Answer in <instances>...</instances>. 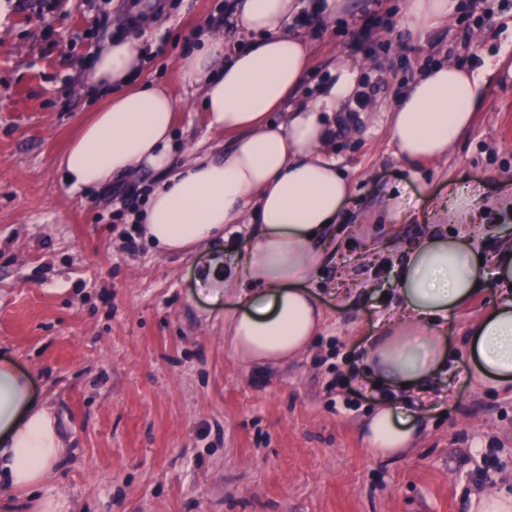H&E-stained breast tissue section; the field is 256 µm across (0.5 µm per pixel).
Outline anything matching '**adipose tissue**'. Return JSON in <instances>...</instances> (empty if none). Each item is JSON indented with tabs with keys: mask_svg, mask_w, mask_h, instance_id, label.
<instances>
[{
	"mask_svg": "<svg viewBox=\"0 0 512 512\" xmlns=\"http://www.w3.org/2000/svg\"><path fill=\"white\" fill-rule=\"evenodd\" d=\"M299 9L298 0H238L237 28L251 35V45L228 58L223 37L207 33L181 59V80L199 93L209 128L235 136L226 154L175 166L174 119L182 102L161 87L134 84L146 48L131 35L95 51L86 84L107 103L81 125L59 163L63 182L80 190L144 168L157 173L141 221L147 239L169 253L231 241L236 221L255 213L238 266L212 261L200 284L217 300L239 296L228 321L231 346L260 367L300 356L316 336L322 310L300 283L325 259L322 237L352 195L336 161L318 149L331 135L326 113L356 89V69L338 65L327 97L294 108L285 122L268 119L299 89L311 64L308 44L288 29ZM458 9L459 0H410L408 22L423 35ZM484 96L476 73L431 66L389 112L387 133L404 159L440 160ZM490 274L505 293L471 326L464 374L506 386L512 384V243L480 257L461 224L407 245L396 270L400 315L363 352L371 382L382 389L366 426L375 457L404 454L417 441L427 416L422 392L446 374L443 325ZM64 448L51 406L35 398L27 374L0 358V498L42 490Z\"/></svg>",
	"mask_w": 512,
	"mask_h": 512,
	"instance_id": "ef3b65f1",
	"label": "adipose tissue"
}]
</instances>
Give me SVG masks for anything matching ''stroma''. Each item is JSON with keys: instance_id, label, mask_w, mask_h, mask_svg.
<instances>
[{"instance_id": "obj_1", "label": "stroma", "mask_w": 512, "mask_h": 512, "mask_svg": "<svg viewBox=\"0 0 512 512\" xmlns=\"http://www.w3.org/2000/svg\"><path fill=\"white\" fill-rule=\"evenodd\" d=\"M408 2L358 0L375 19L362 48L342 18L302 31L312 62L288 108L325 96L343 61L360 71L366 105L340 103L321 148L353 187L330 229L336 251L308 283L323 328L301 357L263 370L231 349L235 299L213 304L197 282L235 251L168 254L141 234L128 248L115 206L65 185L56 164L94 105L88 58L132 26L149 49L139 82L187 102L177 162L229 151L233 135L209 129L179 62L206 31L228 54L250 44L224 23L236 0H98L103 26L85 0H0V354L57 415L66 449L51 483L75 512H471L474 496L512 495V390L463 377L494 277L448 323L450 392L408 454L371 455L374 397L329 388L360 375L364 343L395 315L405 243L450 229L455 201L483 253L512 239V0L482 21L461 0L471 25L455 18L422 37ZM443 62L484 72L485 98L446 158L404 161L387 112Z\"/></svg>"}]
</instances>
